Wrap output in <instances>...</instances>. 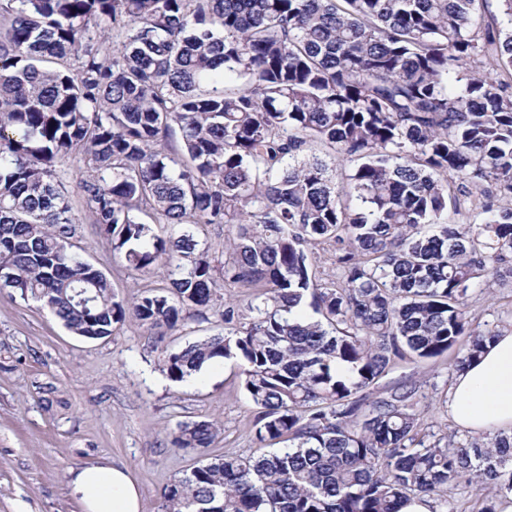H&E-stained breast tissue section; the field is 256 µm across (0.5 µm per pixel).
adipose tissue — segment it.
I'll return each instance as SVG.
<instances>
[{
	"mask_svg": "<svg viewBox=\"0 0 512 512\" xmlns=\"http://www.w3.org/2000/svg\"><path fill=\"white\" fill-rule=\"evenodd\" d=\"M448 412L462 428L512 433V330H502L482 354L458 371ZM71 489L84 512H140V497L126 467L108 461L71 473Z\"/></svg>",
	"mask_w": 512,
	"mask_h": 512,
	"instance_id": "1",
	"label": "adipose tissue"
}]
</instances>
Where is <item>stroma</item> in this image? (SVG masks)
Masks as SVG:
<instances>
[{
	"instance_id": "obj_1",
	"label": "stroma",
	"mask_w": 512,
	"mask_h": 512,
	"mask_svg": "<svg viewBox=\"0 0 512 512\" xmlns=\"http://www.w3.org/2000/svg\"><path fill=\"white\" fill-rule=\"evenodd\" d=\"M75 249L102 270L120 298L134 300L165 287L160 273L130 270L96 225H78ZM480 324L512 329V280L476 285L469 300ZM215 311L154 336L136 322L110 337L87 340L68 332L40 301L0 288V512H82L68 483L70 470L102 460L128 468L141 512H159L162 489L183 478L196 458L173 447L179 424L213 420L221 434L211 452L260 454L253 437L256 410L237 367L216 363L177 383L163 372V351L218 335ZM457 351L421 361H394L379 388L410 377L420 386L422 422L436 437L469 438L448 413Z\"/></svg>"
}]
</instances>
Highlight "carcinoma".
I'll return each instance as SVG.
<instances>
[{
  "label": "carcinoma",
  "mask_w": 512,
  "mask_h": 512,
  "mask_svg": "<svg viewBox=\"0 0 512 512\" xmlns=\"http://www.w3.org/2000/svg\"><path fill=\"white\" fill-rule=\"evenodd\" d=\"M0 0V288L75 336L128 319L156 336L222 304L224 334L163 356L184 382L233 361L257 409L254 457L211 458L219 426L179 424L204 462L160 512H401L464 483L512 494V436L427 432L419 387L374 386L497 330L470 289L512 260V0ZM351 167L336 173V161ZM83 164V215L59 168ZM475 197L480 222L448 199ZM88 222L168 286L129 304L72 250ZM166 224L161 236L154 225ZM225 226L224 261L197 236ZM333 252L322 287L311 248ZM317 314L310 318L305 307Z\"/></svg>",
  "instance_id": "obj_1"
}]
</instances>
